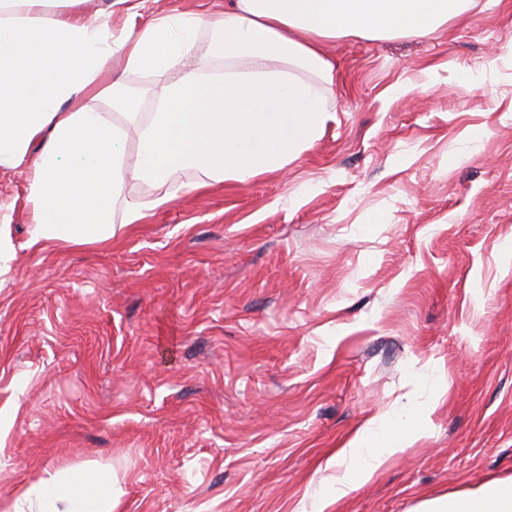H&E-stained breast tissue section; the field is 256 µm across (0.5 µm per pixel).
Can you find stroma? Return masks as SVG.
Listing matches in <instances>:
<instances>
[{
	"instance_id": "stroma-1",
	"label": "stroma",
	"mask_w": 512,
	"mask_h": 512,
	"mask_svg": "<svg viewBox=\"0 0 512 512\" xmlns=\"http://www.w3.org/2000/svg\"><path fill=\"white\" fill-rule=\"evenodd\" d=\"M224 0H79L113 31ZM512 0L430 37L342 38L336 120L288 168L171 200L108 245L28 246L23 170L0 173V512L70 467L114 512H299L372 418L415 441L327 512H414L512 480ZM148 118L164 76L124 74Z\"/></svg>"
}]
</instances>
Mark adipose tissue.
Here are the masks:
<instances>
[{
    "mask_svg": "<svg viewBox=\"0 0 512 512\" xmlns=\"http://www.w3.org/2000/svg\"><path fill=\"white\" fill-rule=\"evenodd\" d=\"M78 0H0V172L25 168L29 246L105 244L125 178L158 187L198 170L206 185L245 182L296 160L335 118L328 41L422 37L475 0H229L223 12L169 15L113 33L72 10ZM208 41H201V33ZM121 56L129 72L180 71L158 85L141 119L123 82L98 83ZM224 58L203 74L195 59ZM108 101L111 111L97 107ZM121 122H114L113 114ZM138 148L126 160L124 145ZM39 152H32L35 140ZM418 413L370 420L340 454L353 466L318 508L327 512L372 480L418 429ZM108 475L63 470L27 487L8 512H112ZM417 512H512V481L421 503Z\"/></svg>",
    "mask_w": 512,
    "mask_h": 512,
    "instance_id": "ef3b65f1",
    "label": "adipose tissue"
}]
</instances>
